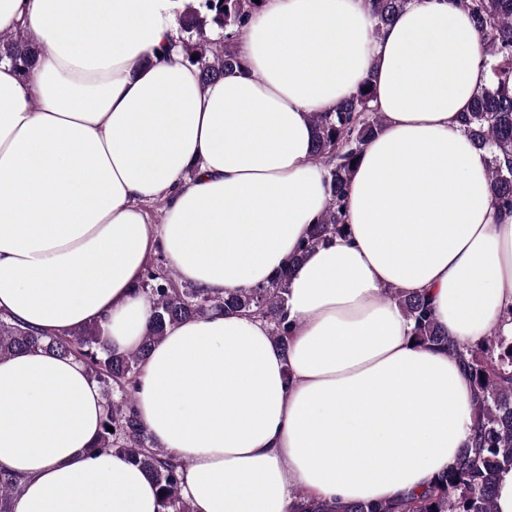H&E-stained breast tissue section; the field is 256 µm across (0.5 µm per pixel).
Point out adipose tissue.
<instances>
[{"label":"adipose tissue","mask_w":512,"mask_h":512,"mask_svg":"<svg viewBox=\"0 0 512 512\" xmlns=\"http://www.w3.org/2000/svg\"><path fill=\"white\" fill-rule=\"evenodd\" d=\"M176 3L0 0V32L41 51L24 76L0 63V314L52 336L93 324L131 351L156 252L213 295L290 270L288 352L265 321L217 314L168 327L140 367L139 420L186 461L193 512L422 491L472 434L470 384L412 344L384 290L428 296L461 344L512 337V213L458 121L491 79L472 19L413 0L373 38L365 0H264L238 35L246 72L204 86L168 50ZM371 73L385 126L349 187V238L291 265L327 200L310 116ZM102 413L78 359H0L12 512H162L127 454L89 455Z\"/></svg>","instance_id":"ef3b65f1"}]
</instances>
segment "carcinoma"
<instances>
[{
    "label": "carcinoma",
    "instance_id": "carcinoma-1",
    "mask_svg": "<svg viewBox=\"0 0 512 512\" xmlns=\"http://www.w3.org/2000/svg\"><path fill=\"white\" fill-rule=\"evenodd\" d=\"M412 0H366L378 35ZM467 10L480 32L484 61L490 65L491 82L460 115L464 132L490 155L489 177L493 206L512 213V0H451ZM254 0H189L178 15L179 38L185 59L199 71L201 85L234 75L244 67L236 32L257 11ZM41 50L31 46L20 31L0 33V61H8L20 74L28 72ZM198 59H192V56ZM371 80L333 112L311 116L314 129L312 163L325 171L327 204L304 240L291 265L309 250L347 238V192L358 159L383 128L384 119L371 105ZM288 278L282 271L266 285L241 289L225 296L199 288H178L161 269L145 268L141 288L150 299L152 314L139 347L129 352L108 351L94 326L67 335L47 336L0 317V358L22 351L42 350L60 357L82 360L107 390L101 431L90 452L122 451L140 465L156 483L163 512H192L182 493L186 463L155 446L138 419L137 375L142 362L165 334L166 328L184 320L216 313L260 318L270 326L273 343L288 355L295 324L288 320ZM385 298L412 324L411 338L422 347L455 356L472 384L473 433L460 449L448 472L431 486L395 502L343 503L298 494L293 512H494L498 474L512 469V338L493 335L477 347L460 344L436 321L429 299L408 296L389 288ZM113 430H107V427ZM20 478L0 467V512H11Z\"/></svg>",
    "mask_w": 512,
    "mask_h": 512
}]
</instances>
